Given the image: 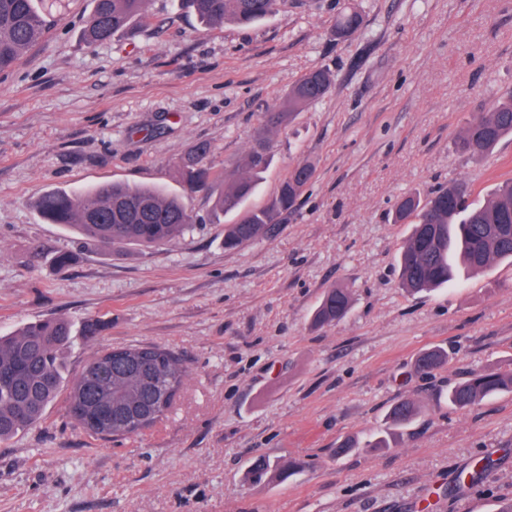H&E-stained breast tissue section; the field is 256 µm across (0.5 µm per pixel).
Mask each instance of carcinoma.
Masks as SVG:
<instances>
[{"label":"carcinoma","mask_w":512,"mask_h":512,"mask_svg":"<svg viewBox=\"0 0 512 512\" xmlns=\"http://www.w3.org/2000/svg\"><path fill=\"white\" fill-rule=\"evenodd\" d=\"M63 0H0V74L12 70L21 54L38 43L50 27V17ZM147 0H93L83 17L81 36L89 46L112 39L134 21L146 23ZM204 25L231 21L240 25L256 23L274 13L283 0H182ZM363 18L355 10L342 14L334 34L346 37L357 32ZM334 81L325 68L304 74L288 89L278 108L264 116L263 128L244 158L248 176H226L189 158L177 165L178 182L191 191H205L213 197L217 214L239 210L249 199L270 166L266 142L269 131L288 124L295 113L325 97ZM512 136V92L499 98L487 113L472 117L455 140V150L481 155L501 139ZM313 174L309 163L293 167L278 193L264 207L245 212L235 224L224 227V247L234 249L266 236L280 217L292 209ZM470 193L459 183L423 199L415 193L404 195L393 215L396 224H410V236L401 246L398 262L401 285L410 293L445 285L461 273H478L496 261H512V179L498 183L484 202L475 206ZM41 219L61 224L105 247L131 245L152 248L175 242L194 224L201 222L188 209L184 195L157 186L114 182L82 190L52 189L35 202ZM348 289H328L316 306L312 322L331 324L351 308ZM74 326L62 319L26 323L8 335H0V443H5L39 424L62 389H67L69 418L86 434L102 440L126 438L132 431L124 419L129 413L142 415L146 430L175 404L185 385L187 369L174 351L149 345L161 361L170 396L164 404L147 406L155 380L149 368L107 369L112 349L96 353L81 367L70 385H65L63 351L72 343ZM448 359L442 349L424 352L417 361L420 369H435ZM512 392V370L472 371L448 387V404L470 409L500 393ZM112 410V424L91 423L96 409ZM419 413L413 400H403L388 412L393 426L412 422ZM385 448L387 438L379 435L359 443L347 438L336 447V455L356 448ZM297 465L272 464L266 459L253 463L248 477H288Z\"/></svg>","instance_id":"carcinoma-1"}]
</instances>
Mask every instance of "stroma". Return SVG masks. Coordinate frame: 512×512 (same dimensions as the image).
<instances>
[{
  "label": "stroma",
  "instance_id": "1",
  "mask_svg": "<svg viewBox=\"0 0 512 512\" xmlns=\"http://www.w3.org/2000/svg\"><path fill=\"white\" fill-rule=\"evenodd\" d=\"M352 7L363 27L334 40ZM90 9L72 0L0 74V333L98 318V336L67 350L68 377L140 343L177 352L188 377L165 418L117 441L75 428L57 399L0 444V512H496L512 498V393L468 410L447 393L469 371L512 365V263L409 293L397 255L410 227L391 216L409 192L461 182L478 203L512 179V138L478 158L453 146L512 90V0H286L259 23L210 27L180 0H148L149 22L93 47L80 38ZM319 66L330 92L270 133L273 163L246 202L265 205L312 164L273 234L225 250L238 216H215L201 192L185 202L202 224L150 249H104L40 219L48 189L176 186L175 163L201 144L208 165L242 172L263 113ZM334 286L350 311L311 327ZM433 347L449 363L418 372ZM407 398L421 411L388 447L334 455ZM258 456L299 470L247 481ZM484 456L483 479L459 485Z\"/></svg>",
  "mask_w": 512,
  "mask_h": 512
}]
</instances>
